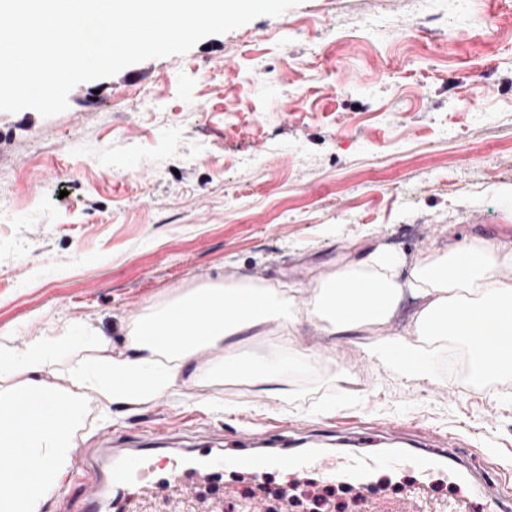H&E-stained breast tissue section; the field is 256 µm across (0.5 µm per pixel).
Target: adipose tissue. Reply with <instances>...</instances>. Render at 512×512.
I'll return each mask as SVG.
<instances>
[{"mask_svg":"<svg viewBox=\"0 0 512 512\" xmlns=\"http://www.w3.org/2000/svg\"><path fill=\"white\" fill-rule=\"evenodd\" d=\"M402 259L374 250L309 284L282 286L225 279L189 290L163 304L143 306L129 321L126 343L102 353L104 337L90 325L54 329L22 338L0 336V512H44L52 492L73 466L76 433L87 414L88 398L102 413L175 391L184 373L193 379L244 376L265 388L288 378L300 362L288 337L303 323L328 336L347 337L391 321L405 290L419 305L412 317L422 345L382 336L364 346L366 355L388 365L400 378L425 379L438 347L456 339L469 350V375L484 380L511 376L512 357L488 367L479 342L512 339V244L478 242L468 249L429 251L400 282ZM277 320L282 344L271 359H232L235 340ZM223 347L228 360L194 366L199 350ZM68 358L67 384L46 382L42 371ZM25 402L23 417L14 407Z\"/></svg>","mask_w":512,"mask_h":512,"instance_id":"ef3b65f1","label":"adipose tissue"}]
</instances>
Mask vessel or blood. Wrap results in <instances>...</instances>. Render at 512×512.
I'll return each instance as SVG.
<instances>
[{
	"label": "vessel or blood",
	"instance_id": "1",
	"mask_svg": "<svg viewBox=\"0 0 512 512\" xmlns=\"http://www.w3.org/2000/svg\"><path fill=\"white\" fill-rule=\"evenodd\" d=\"M177 436L171 427L134 438L123 433L100 434L96 447L85 449L80 456L79 474L70 478L57 496L56 512H223L231 491L221 484V476L225 469L245 465L252 471L256 490L242 500L240 512H291L289 487L308 472L318 474L329 485L345 484L352 492L348 512H465L469 498L492 496L488 482L471 479L467 482L469 497L434 501L429 495L433 459L402 450L373 456L357 451L341 456L309 452L271 456L263 463L215 455L194 467L177 459L158 463L153 442ZM395 460L415 478L389 509L370 495V475ZM267 465L275 467L287 482L275 498L264 484Z\"/></svg>",
	"mask_w": 512,
	"mask_h": 512
}]
</instances>
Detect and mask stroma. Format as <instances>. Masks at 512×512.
Instances as JSON below:
<instances>
[{
    "instance_id": "obj_1",
    "label": "stroma",
    "mask_w": 512,
    "mask_h": 512,
    "mask_svg": "<svg viewBox=\"0 0 512 512\" xmlns=\"http://www.w3.org/2000/svg\"><path fill=\"white\" fill-rule=\"evenodd\" d=\"M0 333L119 326L228 275L305 283L375 249L413 261L512 242V0H301L183 55L75 86L62 113L0 111ZM285 393L189 383L77 433L163 424L289 440L352 418L368 453L389 424L459 456L512 512V379L460 388L454 358L404 381L352 340L303 324Z\"/></svg>"
}]
</instances>
